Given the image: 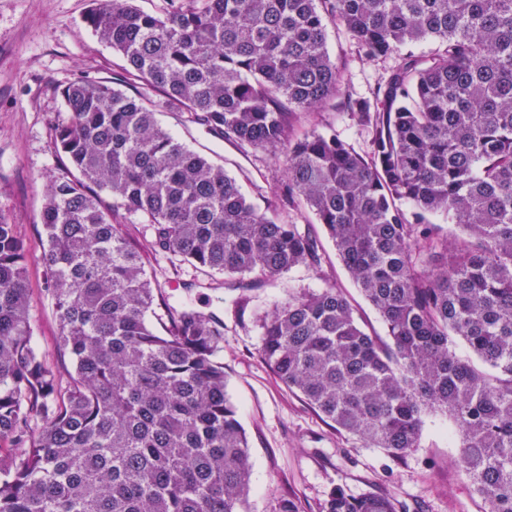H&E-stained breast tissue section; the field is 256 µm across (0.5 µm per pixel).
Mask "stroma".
I'll return each instance as SVG.
<instances>
[{"label": "stroma", "instance_id": "stroma-1", "mask_svg": "<svg viewBox=\"0 0 512 512\" xmlns=\"http://www.w3.org/2000/svg\"><path fill=\"white\" fill-rule=\"evenodd\" d=\"M91 7L92 0H0V208L34 247L42 233L48 185L65 164L52 145V124L64 110L61 89L80 78L109 82L131 96L143 89L142 82L127 79L122 58L87 26ZM327 33L328 51L342 74V93L335 107L301 116L295 131L331 129L365 153L371 133L359 125L348 104L371 98L393 62L364 58L351 37L336 27H328ZM158 119L191 148L224 166L258 208H265L284 179L274 155L225 142L189 122L184 112L163 108ZM287 212L293 223L316 237L322 253L319 268L300 266L255 287L229 291L203 287V275L190 265L145 256L147 264L161 268L166 281V301L156 304L151 316L155 327L165 324L166 305L181 300L215 312L224 321L220 359L252 464L246 512H278L285 498L296 500L300 512H318L335 486L355 495L392 497L408 512H486L484 501L455 464L459 442L445 413L425 415L419 447L399 464L383 449L334 428L288 390L265 360L260 316L303 288L339 289L364 332L379 343L390 341L384 320L353 282L303 201L288 204ZM45 279L40 259L31 258L27 288L34 342L45 361L60 368L64 361L56 350L57 322L44 294Z\"/></svg>", "mask_w": 512, "mask_h": 512}]
</instances>
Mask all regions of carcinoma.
<instances>
[{
    "label": "carcinoma",
    "mask_w": 512,
    "mask_h": 512,
    "mask_svg": "<svg viewBox=\"0 0 512 512\" xmlns=\"http://www.w3.org/2000/svg\"><path fill=\"white\" fill-rule=\"evenodd\" d=\"M93 3L86 23L160 105L279 155L285 180L260 211L147 96L88 79L62 89L53 145L69 167L45 196L40 249L71 368L38 358L31 245L0 208V512H245L252 466L218 359L224 321L182 303L155 331L163 285L143 253L229 290L317 269V241L286 214L296 197L391 343L337 289H304L262 320L274 373L396 461L419 447L424 414L446 413L488 512H512V0H169L163 16ZM330 23L365 58L396 57L358 106L365 154L332 131L294 136L298 115L341 94ZM428 40L429 56L402 52ZM438 212L461 234L440 236ZM135 222L144 246L123 231ZM319 512L406 507L334 487Z\"/></svg>",
    "instance_id": "carcinoma-1"
}]
</instances>
